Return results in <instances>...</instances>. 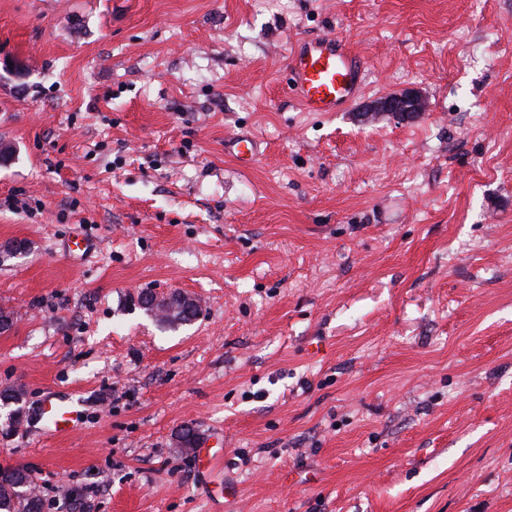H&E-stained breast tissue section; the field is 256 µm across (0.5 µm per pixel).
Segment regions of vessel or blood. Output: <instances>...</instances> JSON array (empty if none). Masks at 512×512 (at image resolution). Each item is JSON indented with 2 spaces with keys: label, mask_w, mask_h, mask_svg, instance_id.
Segmentation results:
<instances>
[{
  "label": "vessel or blood",
  "mask_w": 512,
  "mask_h": 512,
  "mask_svg": "<svg viewBox=\"0 0 512 512\" xmlns=\"http://www.w3.org/2000/svg\"><path fill=\"white\" fill-rule=\"evenodd\" d=\"M293 91L304 111L338 112L358 95L364 81L363 58L340 34L299 40L288 56ZM46 428L61 433L74 427L78 412L69 399L49 398L42 408Z\"/></svg>",
  "instance_id": "b4317fda"
}]
</instances>
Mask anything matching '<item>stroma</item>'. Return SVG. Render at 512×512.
Returning <instances> with one entry per match:
<instances>
[{
	"instance_id": "35a3bbf8",
	"label": "stroma",
	"mask_w": 512,
	"mask_h": 512,
	"mask_svg": "<svg viewBox=\"0 0 512 512\" xmlns=\"http://www.w3.org/2000/svg\"><path fill=\"white\" fill-rule=\"evenodd\" d=\"M335 31L363 89L303 111L288 54ZM407 89L420 115L371 114ZM17 241L0 468L45 512H512V0H0ZM42 419L46 428L57 434L78 423V411L69 399L61 396L51 397L42 408Z\"/></svg>"
}]
</instances>
